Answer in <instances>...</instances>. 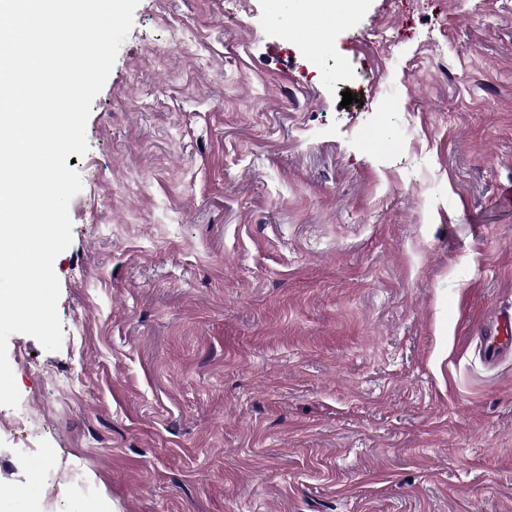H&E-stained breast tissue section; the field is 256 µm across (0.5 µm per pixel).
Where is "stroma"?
<instances>
[{
  "label": "stroma",
  "instance_id": "obj_1",
  "mask_svg": "<svg viewBox=\"0 0 512 512\" xmlns=\"http://www.w3.org/2000/svg\"><path fill=\"white\" fill-rule=\"evenodd\" d=\"M359 2L325 59L270 0H140L62 347L8 340L26 512H512V0ZM511 332L512 312L509 309L497 312L493 318L484 348L483 357L487 362L494 363L502 358L507 351L510 352L509 335Z\"/></svg>",
  "mask_w": 512,
  "mask_h": 512
}]
</instances>
